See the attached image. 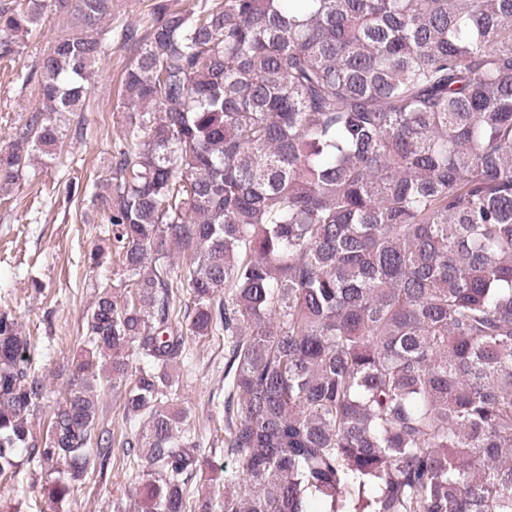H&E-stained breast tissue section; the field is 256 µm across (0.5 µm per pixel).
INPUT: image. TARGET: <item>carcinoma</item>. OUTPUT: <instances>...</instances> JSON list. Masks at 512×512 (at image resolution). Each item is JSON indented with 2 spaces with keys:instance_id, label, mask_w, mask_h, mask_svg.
<instances>
[{
  "instance_id": "carcinoma-1",
  "label": "carcinoma",
  "mask_w": 512,
  "mask_h": 512,
  "mask_svg": "<svg viewBox=\"0 0 512 512\" xmlns=\"http://www.w3.org/2000/svg\"><path fill=\"white\" fill-rule=\"evenodd\" d=\"M113 5L0 0V61L62 26L22 77L5 197L129 49L89 262L134 281L98 290L45 420L36 345L0 312V477L32 465L69 498L112 458L110 384L141 512H512V0H156L115 36ZM188 333L226 340L208 449L174 403ZM219 447L242 472L202 497ZM124 408V390L106 388L102 391L100 400L101 423L114 429L116 441L120 440L121 433V418Z\"/></svg>"
}]
</instances>
